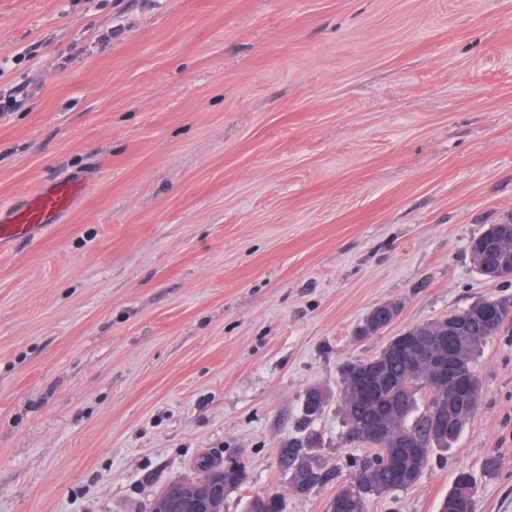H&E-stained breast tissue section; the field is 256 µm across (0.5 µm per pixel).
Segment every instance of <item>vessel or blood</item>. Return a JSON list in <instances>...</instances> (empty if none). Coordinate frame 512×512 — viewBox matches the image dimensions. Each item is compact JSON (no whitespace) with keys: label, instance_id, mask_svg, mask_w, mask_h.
<instances>
[{"label":"vessel or blood","instance_id":"1","mask_svg":"<svg viewBox=\"0 0 512 512\" xmlns=\"http://www.w3.org/2000/svg\"><path fill=\"white\" fill-rule=\"evenodd\" d=\"M84 183L81 176L64 177L51 189L31 196L23 206L11 208L7 221L0 223V244L24 236L31 227L53 223L81 194Z\"/></svg>","mask_w":512,"mask_h":512}]
</instances>
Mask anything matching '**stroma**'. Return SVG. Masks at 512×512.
<instances>
[{
  "label": "stroma",
  "mask_w": 512,
  "mask_h": 512,
  "mask_svg": "<svg viewBox=\"0 0 512 512\" xmlns=\"http://www.w3.org/2000/svg\"><path fill=\"white\" fill-rule=\"evenodd\" d=\"M70 174L0 248V512H147L205 457L246 462L224 512H326L371 453L343 365L512 295L468 250L512 217V0H0V209ZM476 369L458 442L367 512H438L462 470L512 512V324ZM311 433L335 478L297 494ZM83 176H67L51 189L42 190L27 199L21 207L9 209L7 221L0 226V245L24 236L35 225L53 224L54 219L70 208L84 189ZM399 307L400 305L398 302H389L374 307L370 311V316L364 323V326L358 330L360 337L375 336L380 334L383 329L395 319ZM377 313L380 314V321H378L376 318Z\"/></svg>",
  "instance_id": "obj_1"
}]
</instances>
